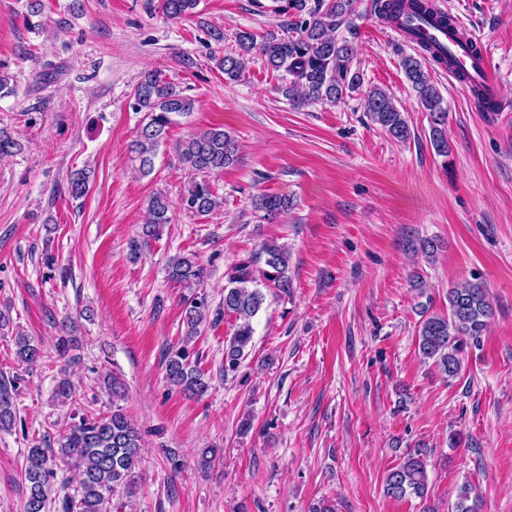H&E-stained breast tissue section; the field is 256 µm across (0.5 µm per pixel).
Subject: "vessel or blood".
Wrapping results in <instances>:
<instances>
[{
	"label": "vessel or blood",
	"instance_id": "vessel-or-blood-1",
	"mask_svg": "<svg viewBox=\"0 0 512 512\" xmlns=\"http://www.w3.org/2000/svg\"><path fill=\"white\" fill-rule=\"evenodd\" d=\"M404 39L415 42L428 41L439 52L448 54L456 68L466 70L470 79L467 86L475 102L481 108L501 111L500 89L489 64L487 49L477 47L476 41L462 24H455L448 30L438 29L423 23H413L403 31Z\"/></svg>",
	"mask_w": 512,
	"mask_h": 512
}]
</instances>
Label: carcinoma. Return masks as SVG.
<instances>
[{"mask_svg": "<svg viewBox=\"0 0 512 512\" xmlns=\"http://www.w3.org/2000/svg\"><path fill=\"white\" fill-rule=\"evenodd\" d=\"M200 0H161L160 10L170 20L184 19L197 14ZM354 0H288L282 9L296 10L285 21L281 32L262 36L241 30L235 34L239 51L217 59L224 77L236 81L247 69V56L258 53L268 69L280 74L278 91L289 103L301 107L310 103L335 106L345 97L359 91L362 82L359 70L353 68L356 51L351 40L336 32L353 12ZM374 10L386 23L406 26L413 19L425 23L450 24V17L434 10L429 0H374ZM401 66L412 90L429 114L430 138L438 155L449 153L445 131L447 110L431 74L421 57L405 55ZM133 109L144 113L135 139L129 144L130 160L143 177L154 171L159 146L165 142L171 125L188 117L196 101L177 90L162 72L150 70L143 74L134 92ZM364 106L373 122L398 141L410 136L407 116L384 90L373 88L364 96ZM20 149L12 134L0 128V156L6 157ZM179 158L194 174L182 198L185 209L208 215L220 208L223 201L210 182L195 175L222 171L237 159L235 139L222 127L190 134L176 145ZM90 173L80 170L68 179V195L77 200L89 191ZM291 202L286 196L266 195L258 208L264 219L274 221L288 212ZM171 201L162 193L153 195L141 224L140 234L131 243V255L136 257L151 242L161 238L171 223ZM260 259L254 255L232 264L224 277V298L216 309H210L206 297L192 295L184 298L183 323L185 340L201 334V327L225 314L236 316L234 335L224 346V373L238 370L254 333L252 319L265 303V295L255 287L265 282L288 293L292 287L288 276V253L273 243L264 244ZM264 265H259V262ZM167 277L179 286L192 289L204 277V269L194 254L171 259ZM493 315L486 285L481 281H465L448 289V314L422 312L419 322L418 352L423 359L433 361L446 378H456L462 368V354L471 342L478 341ZM15 355L22 364H33L41 357V348L31 337L17 333ZM56 351L61 357L75 361L70 352L80 348L77 336L64 334L56 338ZM167 382L188 396L200 397L209 389L204 373L189 361L187 347L171 349L166 354ZM105 392L112 408L105 413L82 415L56 444H34L27 448L24 477L27 494L23 512H48L53 482L58 471L75 472L78 489L65 496L62 512H111L112 496L121 491L127 496L135 493L136 469L142 461L143 438L121 402L126 397L124 380L115 373L103 377ZM11 385L0 380V431L15 427L17 414L10 394ZM74 386L68 375L57 380L53 397L63 405L73 402ZM428 492L427 450L415 448L406 453L403 461L389 470L384 482L386 496L399 500L408 495L422 498ZM473 488L463 484L457 495L455 512H476V505H467Z\"/></svg>", "mask_w": 512, "mask_h": 512, "instance_id": "cac0c4a2", "label": "carcinoma"}]
</instances>
